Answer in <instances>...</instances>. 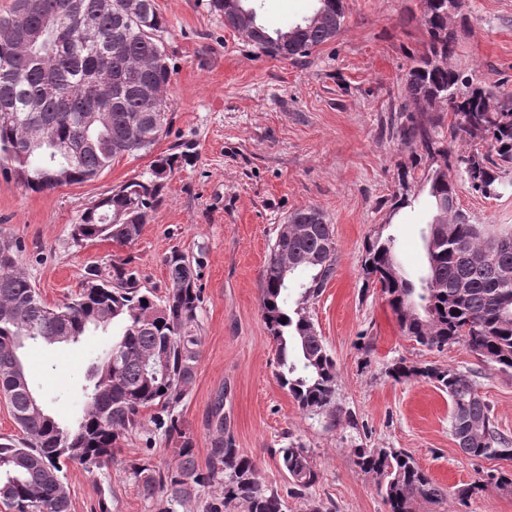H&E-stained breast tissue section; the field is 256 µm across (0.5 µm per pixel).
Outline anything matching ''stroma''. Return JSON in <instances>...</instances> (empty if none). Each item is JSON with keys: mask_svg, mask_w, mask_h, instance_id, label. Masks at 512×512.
Returning <instances> with one entry per match:
<instances>
[{"mask_svg": "<svg viewBox=\"0 0 512 512\" xmlns=\"http://www.w3.org/2000/svg\"><path fill=\"white\" fill-rule=\"evenodd\" d=\"M174 72L166 90L168 125L152 154L116 160L95 179L44 192L0 175V230L25 246L20 263L48 304L78 293L86 266L130 260L141 287L163 295L167 258L194 261L201 291V355L178 407L206 463L213 432L205 424L224 402L226 432L251 458L261 483L275 488L288 512H305L278 451L305 446L318 472L312 499L332 512H386L378 484L355 463L354 448H401L448 490L512 470L506 462L464 455L449 430L445 393L423 378L394 381L399 360L460 371L488 402L496 427L512 437V374L499 372L463 346L427 350L404 337L380 289H365L367 241L391 236L405 275L425 274L422 232L432 219L428 164L394 132L416 113L404 79L428 48L424 0H344L335 39L302 60H276L225 27L211 0H156ZM318 0H252L268 30L311 16ZM448 64L475 74L500 97H512V0H465L450 21ZM182 153L162 201L133 245L108 239L75 245L71 229L83 211L144 172L153 155ZM457 205L479 224L512 229V195L487 199L449 170ZM314 206L334 227L336 274L313 301L316 328L336 363L333 416L302 411L275 376V343L261 316L260 276L270 247L296 210ZM111 331L79 342L34 345L27 374L48 413L70 424L82 413L81 386ZM154 409L142 431L115 447L110 467L67 469L70 512H158L131 465L174 460L155 432ZM415 512H512V489L490 486L467 503L417 504Z\"/></svg>", "mask_w": 512, "mask_h": 512, "instance_id": "35a3bbf8", "label": "stroma"}]
</instances>
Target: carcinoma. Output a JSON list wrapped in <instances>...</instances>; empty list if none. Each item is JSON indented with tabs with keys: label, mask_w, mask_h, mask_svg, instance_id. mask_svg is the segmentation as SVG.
Wrapping results in <instances>:
<instances>
[{
	"label": "carcinoma",
	"mask_w": 512,
	"mask_h": 512,
	"mask_svg": "<svg viewBox=\"0 0 512 512\" xmlns=\"http://www.w3.org/2000/svg\"><path fill=\"white\" fill-rule=\"evenodd\" d=\"M316 20L304 19L271 32L255 24L249 42L273 58L298 60L334 39L345 12L343 0H318ZM439 0H426L423 24L427 53L408 71L406 97L420 115L399 128L401 140L417 143L431 161L426 181L435 214L423 235V287L402 273L394 241L368 243L362 259L365 283L378 284L408 339L429 350L460 344L503 373H512V230L495 232L475 224L457 207L456 189L444 169L457 167L485 198L512 178V107L486 86L448 67L453 36ZM14 0L0 15V174L33 191L92 180L115 159L153 149L167 126L164 92L173 67L160 40L164 22L155 0H141L135 12H99L100 0ZM99 14L94 35L84 34L78 17ZM27 17L24 33L11 28ZM107 68L121 93L106 102L93 93L96 71ZM151 85L156 103H143L139 89ZM54 95L47 97L46 88ZM448 105L453 120L430 113L435 99ZM107 110L89 124L93 110ZM470 149L452 153L450 144ZM181 153L157 156L141 175L112 189L73 225L74 242L105 237L130 246L161 201L165 183ZM314 206L296 210L278 232L261 276V313L276 344V379L299 408L321 413L336 389V365L310 316L316 299L336 273L333 227ZM20 240L0 231V393L23 437L0 438V504L8 512H70L69 464L97 469L112 461L117 441L141 424L142 411L157 406L155 429L174 444L175 463L163 470L132 466L143 495L177 507L203 487L212 495L203 512H286L278 492L258 481L256 464L224 436V405L211 407L207 426L218 435L200 467L193 438L177 413L200 357L194 334L201 303L192 262L179 253L167 259L169 283L156 296L139 287L126 264L92 265L82 291L62 303H44L21 270ZM300 298L289 304L293 285ZM112 329L111 347L92 364L81 391V419L62 425L50 416L31 388L21 359L26 344L76 343L90 329ZM401 382L413 376L448 395L449 428L458 448L473 458L512 461V439L492 421L490 407L466 375L429 363L399 362L390 370ZM291 493L306 500L307 512H331L308 498L318 480L305 448L279 449ZM358 466L378 483L388 512H415V504L448 499L414 457L400 448H355ZM490 485L512 486L509 472L490 474L458 488L462 504Z\"/></svg>",
	"instance_id": "obj_1"
}]
</instances>
